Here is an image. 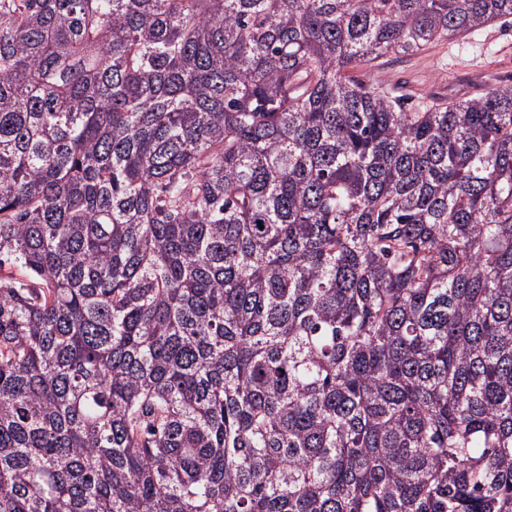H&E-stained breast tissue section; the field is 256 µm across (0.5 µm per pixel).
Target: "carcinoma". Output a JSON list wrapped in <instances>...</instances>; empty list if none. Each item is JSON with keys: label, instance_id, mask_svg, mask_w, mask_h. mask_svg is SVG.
I'll return each mask as SVG.
<instances>
[{"label": "carcinoma", "instance_id": "cac0c4a2", "mask_svg": "<svg viewBox=\"0 0 512 512\" xmlns=\"http://www.w3.org/2000/svg\"><path fill=\"white\" fill-rule=\"evenodd\" d=\"M509 19L0 0V512H512V87L350 75Z\"/></svg>", "mask_w": 512, "mask_h": 512}]
</instances>
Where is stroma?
<instances>
[{
  "instance_id": "1",
  "label": "stroma",
  "mask_w": 512,
  "mask_h": 512,
  "mask_svg": "<svg viewBox=\"0 0 512 512\" xmlns=\"http://www.w3.org/2000/svg\"><path fill=\"white\" fill-rule=\"evenodd\" d=\"M359 78L403 98L408 106L483 95L512 85V26H486L478 35L442 41L412 55H388Z\"/></svg>"
}]
</instances>
